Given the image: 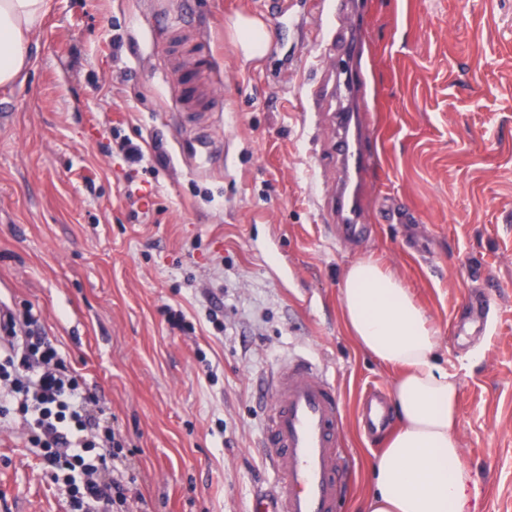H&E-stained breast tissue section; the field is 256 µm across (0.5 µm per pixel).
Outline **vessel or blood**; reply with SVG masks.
<instances>
[{
	"label": "vessel or blood",
	"instance_id": "b4317fda",
	"mask_svg": "<svg viewBox=\"0 0 512 512\" xmlns=\"http://www.w3.org/2000/svg\"><path fill=\"white\" fill-rule=\"evenodd\" d=\"M182 112H203L209 92L190 84L173 96ZM357 116L338 113L336 149L341 176L330 194L340 239L355 240L365 232L358 222L359 188L370 159L362 151ZM267 408L262 447L277 474L271 492L257 494L251 512H336L343 494L345 473L341 466L343 408L338 389L316 363L300 355L282 362L262 385ZM388 418L382 401L368 400L360 420L372 430Z\"/></svg>",
	"mask_w": 512,
	"mask_h": 512
}]
</instances>
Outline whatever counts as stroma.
<instances>
[{"mask_svg": "<svg viewBox=\"0 0 512 512\" xmlns=\"http://www.w3.org/2000/svg\"><path fill=\"white\" fill-rule=\"evenodd\" d=\"M360 3L50 0L24 78L0 86V306L33 309L106 404L148 512H248L271 490L255 387L296 353L341 394L338 512H359L384 441L360 399L395 376L343 323L359 259L440 331L471 512H512V0ZM243 15L266 32L250 60ZM354 21L372 162L366 233L341 243L315 185L339 176L329 48ZM189 76L216 82L207 111L174 108ZM114 129L146 162L109 146ZM394 201L413 222L384 221ZM0 512H69L17 424L0 430Z\"/></svg>", "mask_w": 512, "mask_h": 512, "instance_id": "stroma-1", "label": "stroma"}]
</instances>
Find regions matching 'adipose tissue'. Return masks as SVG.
Here are the masks:
<instances>
[{
    "instance_id": "adipose-tissue-1",
    "label": "adipose tissue",
    "mask_w": 512,
    "mask_h": 512,
    "mask_svg": "<svg viewBox=\"0 0 512 512\" xmlns=\"http://www.w3.org/2000/svg\"><path fill=\"white\" fill-rule=\"evenodd\" d=\"M49 9V0H0L1 86L28 68L31 40ZM341 298L354 342L397 371L398 425L372 467L362 512H468L475 479L457 436L459 382L436 360L438 329L403 280L372 260L348 267Z\"/></svg>"
}]
</instances>
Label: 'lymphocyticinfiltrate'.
<instances>
[{"instance_id":"lymphocytic-infiltrate-1","label":"lymphocytic infiltrate","mask_w":512,"mask_h":512,"mask_svg":"<svg viewBox=\"0 0 512 512\" xmlns=\"http://www.w3.org/2000/svg\"><path fill=\"white\" fill-rule=\"evenodd\" d=\"M20 418L72 512H138L144 497L119 474L123 439L95 394L68 370L32 311L0 309V425Z\"/></svg>"}]
</instances>
